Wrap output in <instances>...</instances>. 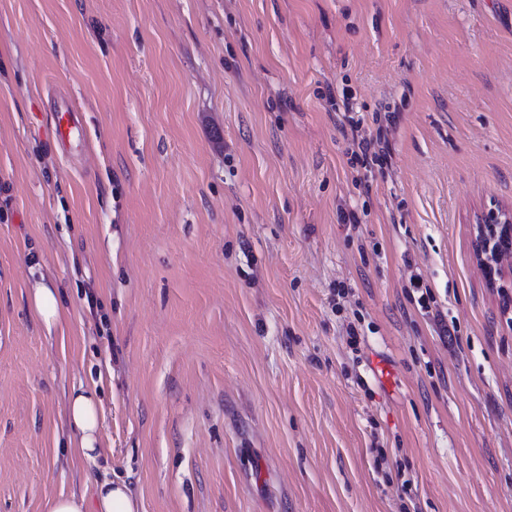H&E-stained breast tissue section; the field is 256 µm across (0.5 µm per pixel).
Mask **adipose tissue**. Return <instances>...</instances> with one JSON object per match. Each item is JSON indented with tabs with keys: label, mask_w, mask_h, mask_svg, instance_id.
<instances>
[{
	"label": "adipose tissue",
	"mask_w": 512,
	"mask_h": 512,
	"mask_svg": "<svg viewBox=\"0 0 512 512\" xmlns=\"http://www.w3.org/2000/svg\"><path fill=\"white\" fill-rule=\"evenodd\" d=\"M30 306L34 315L45 326H62L67 311L59 288L45 280L35 281L30 292ZM102 401L98 388L75 389L69 400V417L74 434L69 442L71 452L88 463L98 458V429ZM45 512H139V503L129 486L121 480L102 479L96 484V499L61 493L47 499Z\"/></svg>",
	"instance_id": "1"
}]
</instances>
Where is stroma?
I'll list each match as a JSON object with an SVG mask.
<instances>
[{"mask_svg":"<svg viewBox=\"0 0 512 512\" xmlns=\"http://www.w3.org/2000/svg\"><path fill=\"white\" fill-rule=\"evenodd\" d=\"M345 103L387 164L351 163ZM494 205L512 0H0V512L105 475L142 512H512ZM71 108L67 104L60 105L55 113L53 137L58 143H67L80 134L78 126L72 119ZM476 235H475V255L477 261L484 268L487 273L488 281L492 285L496 284V280L488 277V272L491 270L488 257L491 256L490 252V233H495L497 228L512 230V208L511 207H497L492 209L482 210L475 216ZM30 306L34 315L45 326L48 332L62 326L67 318V311L59 288L51 286L40 273L30 288ZM97 387L74 389L69 400V417L74 429L70 439L71 452L90 464H96L98 454V429L102 401Z\"/></svg>","mask_w":512,"mask_h":512,"instance_id":"35a3bbf8","label":"stroma"}]
</instances>
